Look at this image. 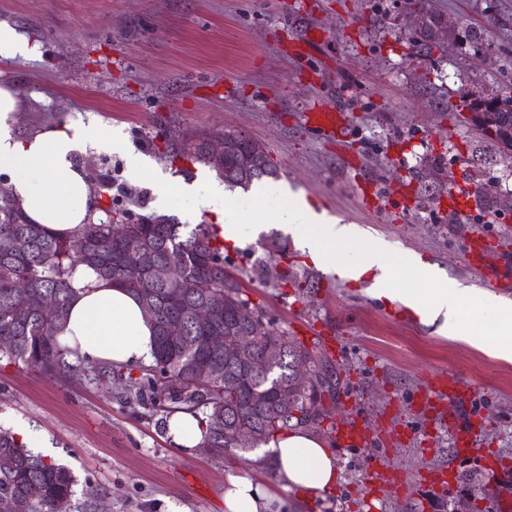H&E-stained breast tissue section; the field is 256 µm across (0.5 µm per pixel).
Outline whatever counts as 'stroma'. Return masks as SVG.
<instances>
[{
  "label": "stroma",
  "instance_id": "obj_1",
  "mask_svg": "<svg viewBox=\"0 0 512 512\" xmlns=\"http://www.w3.org/2000/svg\"><path fill=\"white\" fill-rule=\"evenodd\" d=\"M448 25V39L422 38L408 0H0V22L29 41L25 56L0 54V86L18 109L8 120L25 139L73 122L121 132L168 181L210 176L179 158L182 141L237 132L262 143L277 169L270 188L303 190L315 208L366 228L392 255H420L449 278L480 285L464 240L481 230L489 263L512 260V157L482 137L463 114L468 102L512 94V0H425ZM325 36L294 49L305 28ZM336 106L350 123L341 141L323 140L303 118L312 104ZM100 203L119 200L154 214L157 185L132 178L126 154L76 152ZM462 186L471 209H448ZM505 201L492 212V198ZM235 276L274 328L314 345L316 330L335 337L322 355L334 399L315 432L357 416L376 435L365 447L337 450L342 480L301 508L285 493L284 512H500L512 482L492 480L454 458V436L419 392L443 373L476 385L461 415L476 424L482 452L512 468V361L478 345L436 335L407 309L371 298L311 264L280 226L225 246ZM303 279V287L275 275ZM31 427L46 458L75 479L72 512H224V479L237 466L275 486L269 451H185L171 441L165 413L126 398L116 382L49 377L0 362V427ZM454 464L456 485L431 494L419 477ZM394 469L413 496L365 480Z\"/></svg>",
  "mask_w": 512,
  "mask_h": 512
}]
</instances>
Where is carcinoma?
<instances>
[{
  "label": "carcinoma",
  "mask_w": 512,
  "mask_h": 512,
  "mask_svg": "<svg viewBox=\"0 0 512 512\" xmlns=\"http://www.w3.org/2000/svg\"><path fill=\"white\" fill-rule=\"evenodd\" d=\"M471 122L483 136L512 151V111L492 112L480 105L473 109ZM261 167V173L246 179L220 170L217 174L225 183L246 189L275 175L269 157ZM98 210L102 216L59 237L30 222L12 193L0 190V241L13 243L0 246V361L51 376L115 378L143 405L167 414L192 413L205 425L202 447L212 449L216 458L232 448V435L240 428L252 430L259 446L293 424L320 421L324 395L334 393L329 365L288 333L274 329L242 288L224 287V248L214 243L216 228L197 224L190 229L149 216L125 226L128 210L110 205ZM158 264L171 266L170 278L144 283L140 272ZM79 265L91 269L96 280L118 285L140 301L145 295L153 299L156 311L146 314L155 335L149 365L91 363L61 343ZM46 297L55 301L52 315L43 310ZM205 302L214 309L208 325L193 317ZM237 304L252 306L254 314L241 326L253 336L249 357L260 363L268 349L280 351L258 374L245 373L240 362L207 345V336L233 320ZM171 324L183 329V340L176 345L165 340ZM199 363L209 365L210 376L195 373ZM285 390L286 401L281 398ZM74 485L68 467L32 454L10 430L0 429V502H10L11 512H71Z\"/></svg>",
  "instance_id": "cac0c4a2"
}]
</instances>
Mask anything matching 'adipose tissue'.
<instances>
[{"label": "adipose tissue", "mask_w": 512, "mask_h": 512, "mask_svg": "<svg viewBox=\"0 0 512 512\" xmlns=\"http://www.w3.org/2000/svg\"><path fill=\"white\" fill-rule=\"evenodd\" d=\"M16 108L11 91L0 89V173L8 174L14 197L27 218L60 234L72 233L95 215V198L74 154L82 148L104 147L128 152L134 176L152 175L148 160L128 151L119 133L101 127L73 123L25 140L16 139L6 120ZM179 195L190 202V216L212 213L222 227L225 241L243 243L257 226L278 224L292 234L295 245L311 263L345 284L371 280L370 295L406 307L419 322L444 337L467 335L463 305L475 301L494 321V332L484 346L498 357L512 358V300L470 288L427 265L413 253L394 262L381 239L354 224H343L317 211L299 193L283 190L281 203L263 207L265 187L253 193L257 208L238 209L235 196L223 183L211 179L205 192L179 185ZM369 246L356 260L336 254L337 248L359 241ZM75 280L80 288L73 298L60 340L76 348L93 362L146 365L152 360L154 331L139 300L126 290L96 281L86 267H78ZM276 472L277 488H269L235 472L224 481V512H280L281 492L300 497L329 492L342 479L336 452L327 442L298 425L273 433L266 443Z\"/></svg>", "instance_id": "adipose-tissue-1"}]
</instances>
